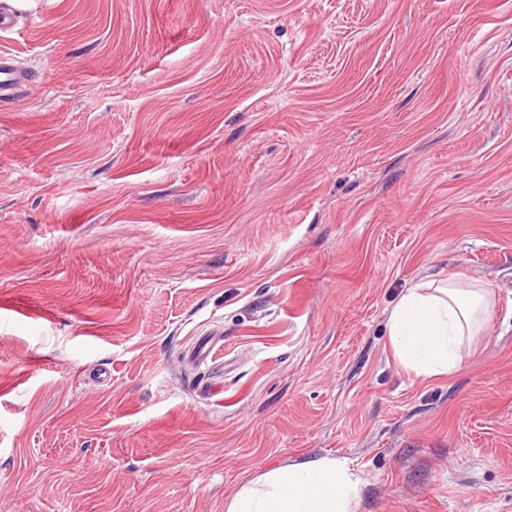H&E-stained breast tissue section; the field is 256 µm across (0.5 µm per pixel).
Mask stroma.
Segmentation results:
<instances>
[{
  "label": "stroma",
  "instance_id": "stroma-1",
  "mask_svg": "<svg viewBox=\"0 0 512 512\" xmlns=\"http://www.w3.org/2000/svg\"><path fill=\"white\" fill-rule=\"evenodd\" d=\"M0 100V512H512V0H20ZM494 294L449 377L405 288ZM224 345L182 363L196 337ZM34 81L30 70L19 66L12 57L0 55V99L13 97L18 89L31 86ZM493 305L485 285L458 273L406 288L388 318L395 362L417 379L452 376L485 332ZM359 480L346 461L322 457L268 466L228 498L226 512H357Z\"/></svg>",
  "mask_w": 512,
  "mask_h": 512
}]
</instances>
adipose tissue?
<instances>
[{
	"instance_id": "obj_1",
	"label": "adipose tissue",
	"mask_w": 512,
	"mask_h": 512,
	"mask_svg": "<svg viewBox=\"0 0 512 512\" xmlns=\"http://www.w3.org/2000/svg\"><path fill=\"white\" fill-rule=\"evenodd\" d=\"M482 283L461 274L403 291L388 318L395 362L415 378L452 376L493 314ZM359 480L347 462L322 457L268 466L241 484L225 512H356Z\"/></svg>"
}]
</instances>
